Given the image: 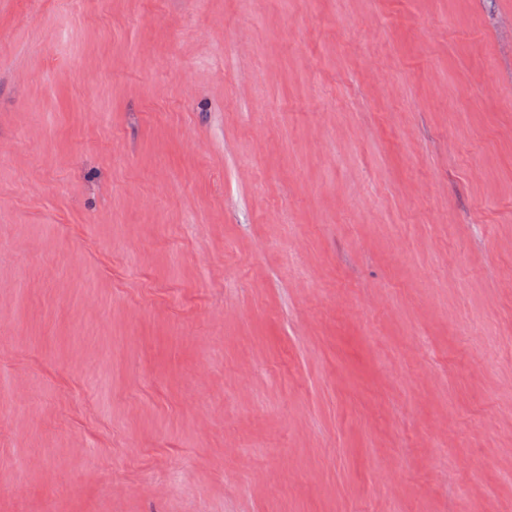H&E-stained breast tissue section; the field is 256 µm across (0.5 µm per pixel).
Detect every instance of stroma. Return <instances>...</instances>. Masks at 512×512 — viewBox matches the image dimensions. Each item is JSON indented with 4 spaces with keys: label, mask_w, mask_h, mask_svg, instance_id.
<instances>
[{
    "label": "stroma",
    "mask_w": 512,
    "mask_h": 512,
    "mask_svg": "<svg viewBox=\"0 0 512 512\" xmlns=\"http://www.w3.org/2000/svg\"><path fill=\"white\" fill-rule=\"evenodd\" d=\"M0 304V512H512V0H0Z\"/></svg>",
    "instance_id": "obj_1"
}]
</instances>
